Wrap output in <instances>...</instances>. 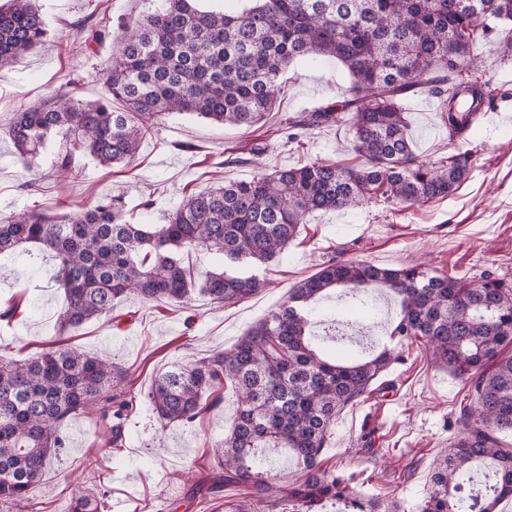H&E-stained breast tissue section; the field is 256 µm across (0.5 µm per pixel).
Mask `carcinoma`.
<instances>
[{
  "label": "carcinoma",
  "mask_w": 512,
  "mask_h": 512,
  "mask_svg": "<svg viewBox=\"0 0 512 512\" xmlns=\"http://www.w3.org/2000/svg\"><path fill=\"white\" fill-rule=\"evenodd\" d=\"M195 2L146 0L140 24L113 50L106 99L85 102L58 89L14 113L7 134L24 166L39 167L51 142L58 144L51 162L58 174H73L80 157L126 166L145 136L175 112L251 128L274 109L286 69L321 58L346 67L350 97L299 116L288 141L337 125L348 112L361 161L316 159L187 193L162 224L128 221L114 198L0 218V257L23 246L55 257L48 283L64 294L60 333L100 319L130 296L183 303L197 293L220 305L249 299L268 282L239 267L274 265L308 214L357 209L378 197L424 204L454 195L468 177L466 152L419 159L400 101L418 92L436 97L449 137L463 136L476 113L459 111L458 98L486 96V82L468 63L491 42L486 20L512 21V0H250L237 14L200 10ZM48 32L34 0H9L0 8V66L35 51ZM114 101L122 108L114 109ZM192 252H215L222 267L200 274L187 263ZM335 288L387 289L400 306L389 338L400 346L420 342L434 365L470 383V403L437 460L420 512H459L460 484L478 466L487 469L486 494L470 498L468 510L496 512L501 499L512 497V448L500 440L512 433V285L499 279L472 283L422 264L324 263L231 349L158 375L145 394L158 420L196 422L224 402L228 381L236 408L224 440L212 445L216 481L248 488L257 502L286 499L292 512H400L321 467L336 416L402 360L386 346L360 361L321 354L311 334L315 303ZM126 378L111 358L64 344L0 359L1 506L29 502L47 461L66 447L65 420L93 414L107 443L118 445L129 401L113 390ZM259 448L287 449L300 478L278 484ZM69 512H99L98 496L79 490Z\"/></svg>",
  "instance_id": "obj_1"
}]
</instances>
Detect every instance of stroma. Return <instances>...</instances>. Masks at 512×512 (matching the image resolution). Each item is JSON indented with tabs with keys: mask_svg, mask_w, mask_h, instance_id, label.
<instances>
[{
	"mask_svg": "<svg viewBox=\"0 0 512 512\" xmlns=\"http://www.w3.org/2000/svg\"><path fill=\"white\" fill-rule=\"evenodd\" d=\"M50 22L41 47L0 68V217L34 208L63 211L95 199L120 198L139 224L162 223L184 193L228 179L244 181L259 167L274 170L316 158L356 163L349 151V123L308 135L303 145L287 142L283 129L303 112L336 104L351 85L346 68L333 59L295 61L281 78L272 112L250 129L222 126L187 113H173L144 138L124 168H103L81 160L76 176L50 175L49 160L36 170L21 163L6 129L14 112L37 104L61 83L78 81L77 95L96 101L106 95L97 72L108 65L124 25L135 24L142 0H39ZM106 32L88 58L79 27ZM512 23L496 24L491 44L480 46L477 65L493 98L464 138L450 140L439 113L421 110L424 94L402 106L408 114L415 151L436 160L471 151L472 169L455 195L404 208L372 202L349 211L314 213L280 262L255 274L270 288L245 301L216 305L195 296L189 307L127 299L111 314L71 332L75 347L108 351L129 375L122 392L134 400L122 447L106 444L90 417L66 420L67 446L52 457L41 484L30 493L33 512H67L77 486L100 490V512H224L244 500L241 487L207 490L213 473L211 442L228 428L235 399L224 390L222 408L189 426H162L145 403L153 379L171 365L231 347L251 326L281 304L301 280L330 258H357L386 267L427 261L436 272L477 279L484 275L512 283ZM264 146L259 160L248 158ZM33 190H23L25 182ZM152 198L151 210L139 203ZM13 258L0 259V307L15 306L0 320V358L22 359L56 338L63 296L46 282L50 262L36 261L15 279ZM468 386L436 367L423 347L412 346L373 382L360 403L346 407L332 425L322 456L325 469L353 477L354 487L382 501L418 512L433 463L458 428Z\"/></svg>",
	"mask_w": 512,
	"mask_h": 512,
	"instance_id": "1",
	"label": "stroma"
}]
</instances>
